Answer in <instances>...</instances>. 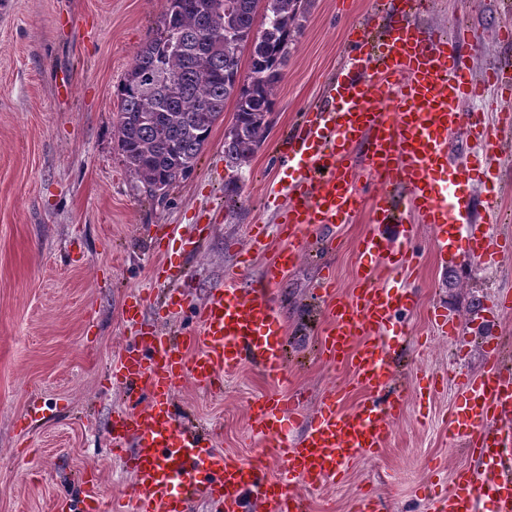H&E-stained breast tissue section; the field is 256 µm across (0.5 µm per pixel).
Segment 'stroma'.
Wrapping results in <instances>:
<instances>
[{"mask_svg":"<svg viewBox=\"0 0 512 512\" xmlns=\"http://www.w3.org/2000/svg\"><path fill=\"white\" fill-rule=\"evenodd\" d=\"M389 0H311L302 35L292 45L276 90L273 129L248 166L227 168L224 129L234 112L226 104L191 176L164 200L143 193L113 136L117 85L138 49L156 31L166 0H0V512H88L84 479L100 491L98 512L130 499L133 475L113 452L107 430L128 395L113 379V361L134 331L125 305L140 294L149 322L178 332L226 270L248 261L242 288L260 280L270 254L247 258L250 230L277 233L279 199L292 172L280 163V139L321 95L336 73L348 33L380 23ZM430 33L467 31L474 40L475 78L512 67V45L498 32L512 23V0H427L416 16ZM238 181L236 206L224 186ZM497 180L499 224L512 227V132L501 142ZM420 267L406 287L415 304L399 323L406 335L400 359L402 414L379 454L353 461L333 482L309 489L312 512H355L360 498L381 499L383 512H431V500L448 491L470 466L452 452L448 420L453 383L442 374L478 372L487 344L512 336V317L492 304L512 299V238L495 258L461 267L443 261L430 225L403 212ZM208 225L194 254L182 237ZM370 226L368 208L336 227L334 252L306 246L272 289L286 340L287 374L275 382L244 367L220 388L182 384L176 402L184 415L216 427L219 445L233 458L256 459L263 442L252 412L273 389L290 393L305 417L336 391L338 406L355 407L363 393L349 383L348 365L327 364L321 354L326 326L318 289L330 279L335 296L355 286L357 242ZM180 264L182 282L155 275L163 263ZM184 290L171 312L160 297ZM441 307L459 329L449 334L431 318Z\"/></svg>","mask_w":512,"mask_h":512,"instance_id":"1","label":"stroma"}]
</instances>
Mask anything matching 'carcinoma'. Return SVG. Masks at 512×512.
I'll use <instances>...</instances> for the list:
<instances>
[{
	"instance_id": "obj_1",
	"label": "carcinoma",
	"mask_w": 512,
	"mask_h": 512,
	"mask_svg": "<svg viewBox=\"0 0 512 512\" xmlns=\"http://www.w3.org/2000/svg\"><path fill=\"white\" fill-rule=\"evenodd\" d=\"M309 2L167 0L154 36L117 86L115 139L148 196L161 200L190 177L231 98L224 161L236 169L250 162L270 134L275 89L305 28Z\"/></svg>"
}]
</instances>
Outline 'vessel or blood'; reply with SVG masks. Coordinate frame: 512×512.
<instances>
[{
	"label": "vessel or blood",
	"mask_w": 512,
	"mask_h": 512,
	"mask_svg": "<svg viewBox=\"0 0 512 512\" xmlns=\"http://www.w3.org/2000/svg\"><path fill=\"white\" fill-rule=\"evenodd\" d=\"M419 7L418 0H395L385 36L374 47L368 25L355 28L321 101L289 131L281 158L295 179L278 214L282 245L251 294L237 286L246 270L238 265L197 308L194 329L176 338L146 322L143 299L127 303L126 320L137 334L112 375L130 398L113 413L108 433L134 476L131 512H191L199 497L219 498L224 512H245L251 500L261 512H310L302 487L335 481L352 461L386 446L402 412L401 341L392 330L396 314L413 305L412 294L387 278L416 263L402 249L409 228L391 223L389 189L402 190L409 212L433 227L434 244L449 262L495 255L498 240L478 220L471 186L482 182L490 204L500 192L494 175L500 129L512 124V75L499 68L474 79L465 36L427 35L414 17ZM489 86L499 93L495 126L484 113L463 108ZM460 135L476 152L454 163L448 145ZM369 177L379 189L371 228L360 241L356 286L327 304L323 340L327 360L348 364L364 398L344 412L328 395L308 420L292 397L266 394L255 415L279 474L229 458L212 432L186 421L174 394L186 381L214 388L247 365L272 380L284 377L282 325L267 289L293 267L310 234L352 222L364 203L361 181ZM453 381L457 403L449 429L472 464L450 492L433 498L432 512H480L484 502L490 512H512V363L492 343L478 374L459 373Z\"/></svg>",
	"instance_id": "obj_1"
}]
</instances>
